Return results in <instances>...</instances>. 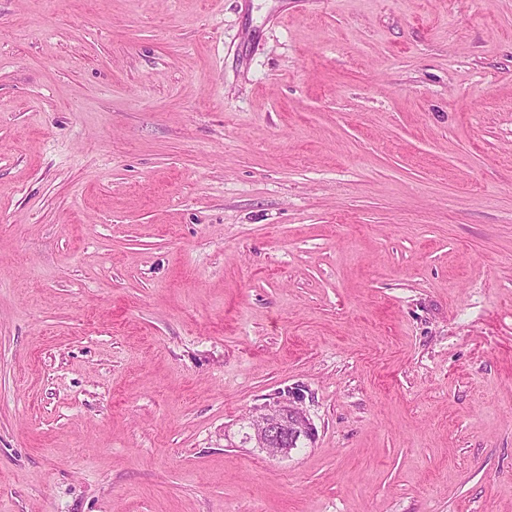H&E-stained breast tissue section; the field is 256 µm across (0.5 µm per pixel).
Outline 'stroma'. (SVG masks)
I'll return each mask as SVG.
<instances>
[{"label":"stroma","instance_id":"obj_1","mask_svg":"<svg viewBox=\"0 0 512 512\" xmlns=\"http://www.w3.org/2000/svg\"><path fill=\"white\" fill-rule=\"evenodd\" d=\"M0 512H512V0H0ZM299 395L292 393L288 398V433L278 422L283 404L273 402L263 406L259 413L251 416L248 427L255 448H260L272 457H290L299 440L312 441L316 436V428L306 412L296 404Z\"/></svg>","mask_w":512,"mask_h":512}]
</instances>
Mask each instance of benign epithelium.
Wrapping results in <instances>:
<instances>
[{
    "label": "benign epithelium",
    "instance_id": "7a95c632",
    "mask_svg": "<svg viewBox=\"0 0 512 512\" xmlns=\"http://www.w3.org/2000/svg\"><path fill=\"white\" fill-rule=\"evenodd\" d=\"M299 395L294 393L288 399V430H283L278 422L283 404L274 402L263 406L259 413L248 420V427L254 447L272 457H290L299 440L311 441L316 436V428L306 412L296 404Z\"/></svg>",
    "mask_w": 512,
    "mask_h": 512
}]
</instances>
